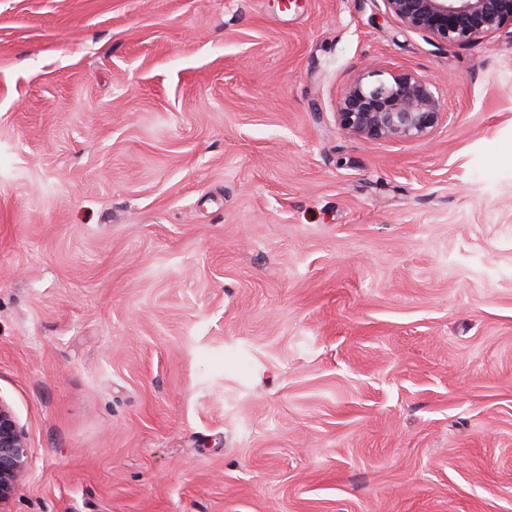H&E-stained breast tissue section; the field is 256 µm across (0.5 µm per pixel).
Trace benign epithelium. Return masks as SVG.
<instances>
[{"label": "benign epithelium", "mask_w": 512, "mask_h": 512, "mask_svg": "<svg viewBox=\"0 0 512 512\" xmlns=\"http://www.w3.org/2000/svg\"><path fill=\"white\" fill-rule=\"evenodd\" d=\"M385 12L406 28L445 45H465L512 26V0H382ZM447 116L428 80L409 72L384 76L365 68L337 107L339 125L368 139H416ZM29 461L26 437L0 397V512H8Z\"/></svg>", "instance_id": "7a95c632"}]
</instances>
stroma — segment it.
Listing matches in <instances>:
<instances>
[{
    "instance_id": "obj_1",
    "label": "stroma",
    "mask_w": 512,
    "mask_h": 512,
    "mask_svg": "<svg viewBox=\"0 0 512 512\" xmlns=\"http://www.w3.org/2000/svg\"><path fill=\"white\" fill-rule=\"evenodd\" d=\"M446 90L428 137L336 105ZM9 512H512V34L381 0H0ZM406 28L445 45H465L512 27V0H381ZM366 67L337 107L339 125L368 139H416L428 135L447 112L436 87L409 72ZM29 461L26 437L9 405L0 398V511L8 512Z\"/></svg>"
}]
</instances>
